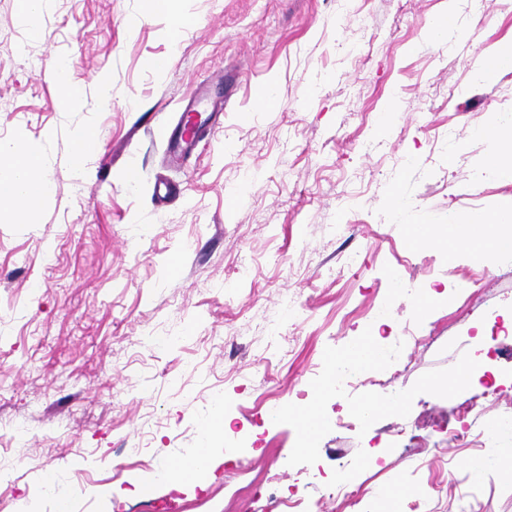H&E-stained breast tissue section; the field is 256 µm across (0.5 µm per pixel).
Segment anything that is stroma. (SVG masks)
Here are the masks:
<instances>
[{
	"label": "stroma",
	"instance_id": "1",
	"mask_svg": "<svg viewBox=\"0 0 512 512\" xmlns=\"http://www.w3.org/2000/svg\"><path fill=\"white\" fill-rule=\"evenodd\" d=\"M141 2L52 0L33 30L0 0V147L39 155L51 182L34 217L0 206V512H52L50 473L75 512H288L294 488L304 512H350L331 481L374 448L383 464L358 481L396 491L399 512H512V480L462 466L481 438L448 439L463 401L512 410V341L486 334L512 318V255L410 239L512 204V182L482 177L477 134L512 113V69L476 76L512 38V0L491 16L480 0H176L173 39ZM449 10L455 29L434 37ZM203 82L224 122L170 166ZM87 125L99 141L77 175ZM159 179L179 196L159 202ZM396 275L413 289L379 316ZM412 330L394 363L326 392L332 355ZM480 350L470 385L443 391ZM388 388L398 417L340 426ZM312 402L327 423L311 455L296 412ZM218 412L211 446L242 438L234 456L202 483L134 493Z\"/></svg>",
	"mask_w": 512,
	"mask_h": 512
}]
</instances>
